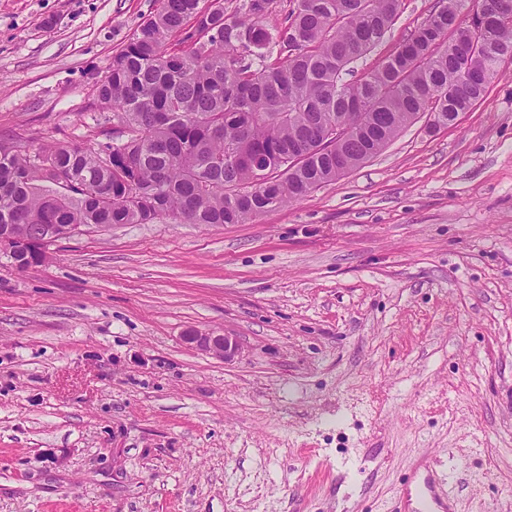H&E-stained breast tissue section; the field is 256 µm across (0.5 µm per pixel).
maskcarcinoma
Here are the masks:
<instances>
[{
	"mask_svg": "<svg viewBox=\"0 0 512 512\" xmlns=\"http://www.w3.org/2000/svg\"><path fill=\"white\" fill-rule=\"evenodd\" d=\"M275 28L273 0H161L96 82L121 128L97 152L0 143V234L26 224L18 266L39 259L46 224H241L297 201L364 164L421 115L441 125L471 111L512 57V0L438 6L354 81L351 65L382 43L403 0H292ZM493 19L476 35L472 14ZM333 139L297 165L331 127Z\"/></svg>",
	"mask_w": 512,
	"mask_h": 512,
	"instance_id": "obj_1",
	"label": "carcinoma"
}]
</instances>
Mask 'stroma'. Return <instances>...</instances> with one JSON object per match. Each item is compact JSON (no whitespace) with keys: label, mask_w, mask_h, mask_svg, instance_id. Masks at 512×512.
<instances>
[{"label":"stroma","mask_w":512,"mask_h":512,"mask_svg":"<svg viewBox=\"0 0 512 512\" xmlns=\"http://www.w3.org/2000/svg\"><path fill=\"white\" fill-rule=\"evenodd\" d=\"M435 0H403L372 68ZM160 0H0V142L98 149ZM449 127L243 224L93 226L0 266V512H387L425 458L512 512V57ZM236 337L224 360L186 342Z\"/></svg>","instance_id":"stroma-1"}]
</instances>
